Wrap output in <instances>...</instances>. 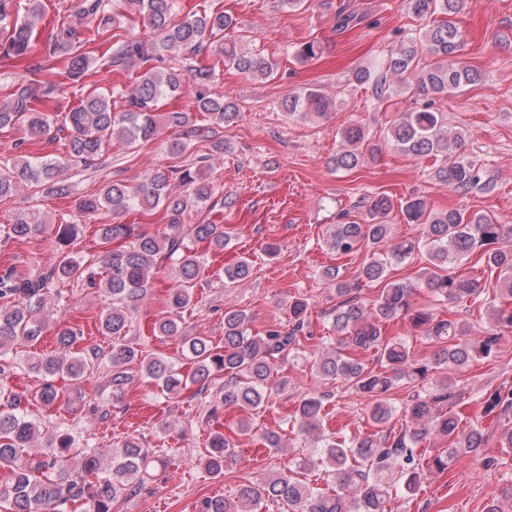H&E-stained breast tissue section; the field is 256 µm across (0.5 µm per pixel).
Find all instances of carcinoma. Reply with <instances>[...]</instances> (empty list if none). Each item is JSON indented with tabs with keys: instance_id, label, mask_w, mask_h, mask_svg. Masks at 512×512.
<instances>
[{
	"instance_id": "carcinoma-1",
	"label": "carcinoma",
	"mask_w": 512,
	"mask_h": 512,
	"mask_svg": "<svg viewBox=\"0 0 512 512\" xmlns=\"http://www.w3.org/2000/svg\"><path fill=\"white\" fill-rule=\"evenodd\" d=\"M414 17L427 22L415 36H409L391 51L383 62L359 69L355 80L371 85L374 97L382 101L390 96L392 76L400 88L425 99L423 108L403 112L394 121L390 143L398 151L423 157L455 153L463 134L448 129L444 113L434 110V100L474 85L481 73L460 59L465 34L451 17L460 14L465 0H405ZM18 0H0V59H43L30 66L32 78L16 84L0 100V128L25 124L32 138L51 136L55 122L38 112L45 99L56 98L64 83L54 78L40 79L48 57L67 59L66 79L79 95L76 106L65 113L57 131L67 133L66 159L38 158L17 153L0 162V198L10 197L21 186L45 187L57 196L70 194L62 178L69 165L88 166L103 157L118 138L129 146L154 139L160 131L175 133L169 153L179 158L190 148L193 138L204 131L232 122L236 104L211 91L215 67L194 63V58L209 52L232 68L254 80L270 77L274 63L258 53L245 51L237 43L224 41V32L234 29L233 16L204 8L182 19L174 11V0H76L73 20L56 29L50 47L38 50L35 29L43 13L42 0H26V16L19 18ZM141 18L156 38L145 41L125 28L127 21ZM95 25L97 35L113 40L111 52L97 58L81 50L78 28ZM181 55L177 67H162L164 56ZM100 64L114 69L136 71L134 84L117 91L123 107L115 109L112 96L100 94L83 83L88 72ZM190 87L192 111L159 113L161 100ZM284 111L299 119L323 116L329 100L315 89H306L282 101ZM206 121L201 125L200 121ZM344 148L332 159L336 171H350L375 157L381 148L368 142L362 126L349 124L341 131ZM210 156L200 154L193 162L159 166L135 185L123 181L106 184L100 193L85 197L77 210L93 216L102 209L118 215L134 208L163 209L166 227L156 233H136L130 224H105L102 240L110 245L98 256L105 279L96 281L95 273L64 255L47 276L21 277L12 268L0 274V373L4 362L18 344H35L49 326L45 314L51 293L49 284L85 275L89 284L101 287L110 298V306L99 319L102 334L112 338L109 350L90 347L81 356H68L82 331L59 326L55 330L56 355L40 357L30 367L44 382L30 399L15 393H0V471H8V480L0 485V512H68V507L83 501L88 512H112V503L146 489L151 471L171 463L165 448H145L138 438L128 435L110 448L75 447L74 437L65 429L41 441L40 424L26 409L33 400L46 408L70 404V393L106 369L107 388L119 398L134 380L131 368L155 383L162 394L173 399L192 386L208 388L212 376L224 374L226 381L217 391L218 403L247 414L238 430L253 431L250 416L273 405V398L286 389V381H274L275 366L285 354L298 359V336L306 328L307 303L290 306V328H271L262 336L249 333V318L239 310L224 311V350L217 352L204 336L184 335L183 312L192 304L193 288L205 254L193 248L204 243L215 252L224 250L228 236L224 225L212 222L187 224L188 208L206 206L223 212L234 200L220 192L210 177ZM436 176L460 197L472 193L489 195L497 182L486 168L464 156H456L438 169ZM391 201L377 197L370 202L368 220L363 224H331L327 229L330 249L350 255L365 246L386 250L385 257L367 261L359 270V279L367 283L386 282L380 296L366 303L352 296V288L341 279L336 267L323 269V279L335 287L340 298L332 310L336 345L323 350L311 363V369L323 384L338 383L368 399V419L374 432H360L351 439L335 440L325 434L324 408L328 394H307L295 406L292 429L310 439L309 456L296 462L299 469L322 468L331 487L323 489L303 483L288 466L273 476L239 484L229 496L204 501L201 512H266L269 503L288 505V512H388V504L397 496H414L433 472L446 471L462 456L490 460L482 456L487 444L485 430L479 425H461L454 407L461 393L454 390L451 377L431 383L438 369L461 370L477 356L491 357L500 340V332L512 329V249L501 243L512 237V225L501 224L485 213L459 208L433 211L421 196L405 201L407 223L420 224V240L397 241L386 218ZM47 221L38 210L17 217L5 231L6 239L24 240L44 232ZM79 225L59 224L56 243L63 249L77 235ZM426 248L428 267L423 286L442 301L464 302L484 292L481 281L457 275L448 264L471 254L480 255L502 277L499 294L489 301V326L484 335L473 338L464 323L438 319L417 309L412 299L420 285L387 281L388 265L411 259L415 251ZM170 264L176 286L168 295L167 315L153 326V334L181 341V355L190 362L188 373L176 363L149 353L128 340L134 314L152 288L155 270ZM252 275L251 262L242 257L224 266V285L244 281ZM408 320L411 329L437 344L428 359H415L407 345L383 336V324L395 319ZM375 349L384 371L369 369L354 351ZM418 387L401 409L388 400L400 382ZM402 412L405 426H391L396 412ZM512 412V389L499 387L484 401V414ZM432 444L429 454L418 450L423 442ZM236 445L223 433L209 438L207 455L201 465L213 476L236 460ZM77 464H72L73 456Z\"/></svg>"
}]
</instances>
